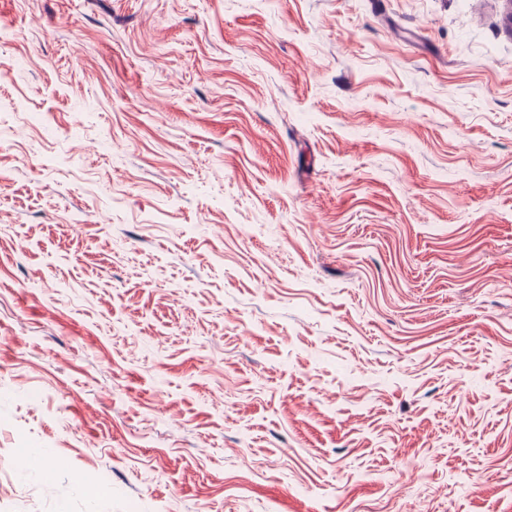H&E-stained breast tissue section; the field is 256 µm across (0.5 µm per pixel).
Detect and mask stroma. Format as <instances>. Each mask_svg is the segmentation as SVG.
Returning <instances> with one entry per match:
<instances>
[{
	"label": "stroma",
	"mask_w": 512,
	"mask_h": 512,
	"mask_svg": "<svg viewBox=\"0 0 512 512\" xmlns=\"http://www.w3.org/2000/svg\"><path fill=\"white\" fill-rule=\"evenodd\" d=\"M0 512H512L505 0H0Z\"/></svg>",
	"instance_id": "35a3bbf8"
}]
</instances>
